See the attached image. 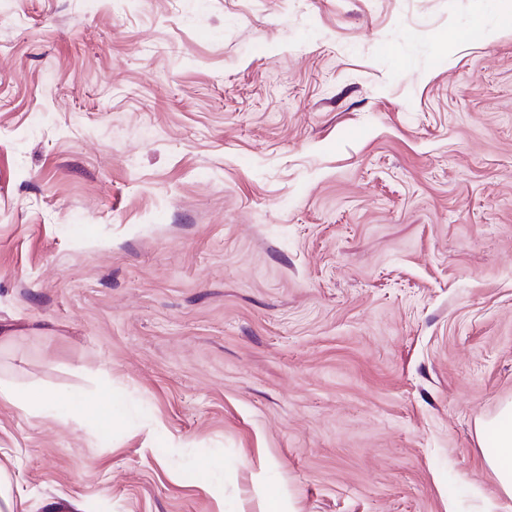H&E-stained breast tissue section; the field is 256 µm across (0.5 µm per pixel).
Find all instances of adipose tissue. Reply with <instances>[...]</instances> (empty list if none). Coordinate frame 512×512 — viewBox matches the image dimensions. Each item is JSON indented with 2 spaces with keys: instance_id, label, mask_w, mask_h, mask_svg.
Listing matches in <instances>:
<instances>
[{
  "instance_id": "obj_1",
  "label": "adipose tissue",
  "mask_w": 512,
  "mask_h": 512,
  "mask_svg": "<svg viewBox=\"0 0 512 512\" xmlns=\"http://www.w3.org/2000/svg\"><path fill=\"white\" fill-rule=\"evenodd\" d=\"M481 450L502 493L512 498V402L480 428Z\"/></svg>"
}]
</instances>
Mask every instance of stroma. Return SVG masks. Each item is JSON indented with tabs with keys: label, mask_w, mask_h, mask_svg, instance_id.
Listing matches in <instances>:
<instances>
[{
	"label": "stroma",
	"mask_w": 512,
	"mask_h": 512,
	"mask_svg": "<svg viewBox=\"0 0 512 512\" xmlns=\"http://www.w3.org/2000/svg\"><path fill=\"white\" fill-rule=\"evenodd\" d=\"M477 0H0L13 512H512V25ZM478 7L469 30L464 34L455 32H446L441 41L446 47L457 45L463 38L471 37L474 33L479 32L485 38L493 36L497 29L504 22H511L512 19V1L511 0H479ZM487 3L483 9L482 5ZM14 400L24 408L41 409L49 402V396L41 389L32 388L23 392L15 390L8 384L0 383V397ZM78 408L93 413L104 427L112 426V423L122 411L121 405L115 400L112 401L111 392L93 401L78 403ZM481 450L502 493L512 498V402L480 428Z\"/></svg>",
	"instance_id": "1"
}]
</instances>
